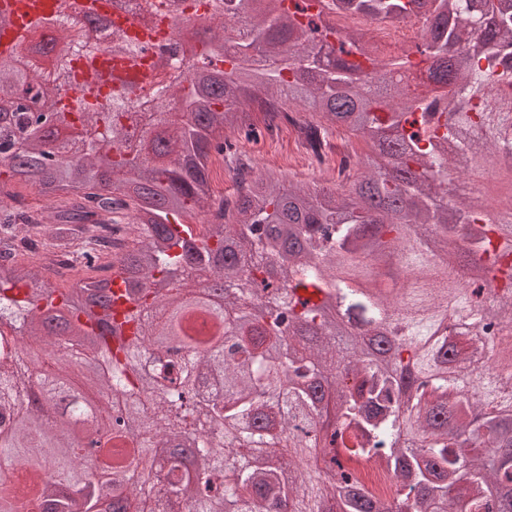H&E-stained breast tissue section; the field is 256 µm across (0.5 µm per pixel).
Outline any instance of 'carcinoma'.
Wrapping results in <instances>:
<instances>
[{
    "label": "carcinoma",
    "mask_w": 512,
    "mask_h": 512,
    "mask_svg": "<svg viewBox=\"0 0 512 512\" xmlns=\"http://www.w3.org/2000/svg\"><path fill=\"white\" fill-rule=\"evenodd\" d=\"M317 2L310 15L286 0H236V27L201 41L203 76L179 78L176 102L126 90L106 104L64 100L57 80L71 77L73 57L103 50L88 37L98 14L58 13L47 44L64 32L71 51L39 84L16 51L0 54V93L33 91L39 103L0 107V177L56 199L39 233L97 272L62 291L19 263L15 240L32 227L0 186V512H142L147 500L150 512H512V207L443 189L450 147L475 169L512 160V93L497 91L512 87V0ZM335 8L424 16L417 52L447 92H359L367 69L406 75L414 63L379 65L359 33L338 46L318 37L315 20ZM109 43L145 51L120 31ZM145 101L158 125L181 115L164 139L141 128L146 152L129 147ZM250 106L319 118L302 129L309 148L329 125L357 167L340 189L251 176L202 232L176 235L213 200L208 159L224 130L255 131ZM105 223L123 244L99 265ZM189 268L224 284L222 304L194 292ZM114 275L134 304L133 335L116 346ZM490 275L500 287L485 296ZM197 312L215 335L183 333ZM76 338L91 340L83 365L39 369L41 352ZM148 343L183 362L147 368ZM22 345L36 350L34 403L21 400ZM75 373L86 398L112 392V408L79 424L47 417ZM195 414L206 428L188 421ZM88 435L109 446L85 474L75 464ZM157 448L171 449L166 464L142 471ZM360 462L385 470L393 493H371Z\"/></svg>",
    "instance_id": "1"
}]
</instances>
